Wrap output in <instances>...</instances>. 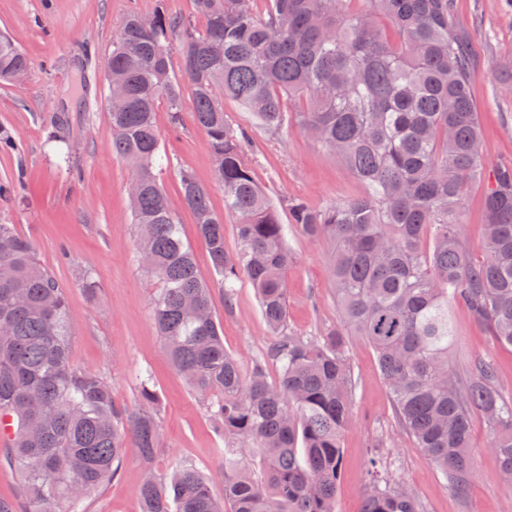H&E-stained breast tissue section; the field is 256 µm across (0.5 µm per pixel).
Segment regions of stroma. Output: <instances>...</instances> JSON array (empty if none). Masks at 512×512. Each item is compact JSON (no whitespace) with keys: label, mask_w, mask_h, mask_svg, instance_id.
<instances>
[{"label":"stroma","mask_w":512,"mask_h":512,"mask_svg":"<svg viewBox=\"0 0 512 512\" xmlns=\"http://www.w3.org/2000/svg\"><path fill=\"white\" fill-rule=\"evenodd\" d=\"M193 20L195 0H0V31L10 34L32 65L22 84L0 83V129L10 146L0 147V222L16 225L30 239L41 264L64 287L72 324L71 359L81 369L103 373L112 383L114 404L138 409V373L150 369L159 397V443L150 467L162 473L181 461L208 477L216 497L224 495V438L207 406L167 356L151 316L158 285L136 249L127 186L131 168L112 154L108 122L109 87L105 61L112 37L127 15L152 14L156 4ZM456 28L466 37L473 60L471 94L479 116L487 169L512 164V94L504 92L512 73V0H452ZM228 123L246 134L244 150L257 182L274 203L299 197L324 209L367 194L368 189L339 160L295 123L276 131L259 124L237 101H224ZM66 129L60 143L49 141L57 120ZM162 140L160 181L171 199L179 197L180 169H191L210 190L224 216V245L240 247L237 218L224 209L205 134L183 112L172 125L157 112ZM484 183L469 186L464 205L467 245L473 261L484 259ZM198 273L210 287L213 312L224 331V347L242 368L266 350L272 336L262 318L247 272H240L232 302L214 274L197 235L192 212L176 209ZM288 329L314 337L338 324L330 279V243L289 228ZM99 286L89 294L83 276ZM453 372H465L476 357L495 366L503 396L512 401V347L492 344L466 305L453 304ZM346 353L357 382L351 424L342 437L343 459L336 489L337 512H362L371 452L387 462L394 480L409 486L426 512H512V485L502 481L490 432L482 416L473 420L475 477L467 498L445 486L441 476L401 432L374 350L349 337ZM147 466L134 453L118 473L81 504V512H140L139 490Z\"/></svg>","instance_id":"stroma-1"}]
</instances>
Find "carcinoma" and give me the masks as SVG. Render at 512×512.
Listing matches in <instances>:
<instances>
[{
	"instance_id": "cac0c4a2",
	"label": "carcinoma",
	"mask_w": 512,
	"mask_h": 512,
	"mask_svg": "<svg viewBox=\"0 0 512 512\" xmlns=\"http://www.w3.org/2000/svg\"><path fill=\"white\" fill-rule=\"evenodd\" d=\"M195 0L201 27L159 5L152 19L126 17L106 68L124 82L108 112L112 154L141 179L129 195L137 244L160 283L153 320L173 366L207 402L224 433V498L190 464L170 478L147 468L141 512H336L341 436L355 381L346 339L375 351L399 426L455 495L474 474L472 420L483 416L501 473L512 478V401L483 358L460 376L450 369L451 306L464 303L491 340L512 347V169L486 174L470 92L467 41L452 0ZM389 22L378 27L376 17ZM179 33L181 68L171 66ZM30 66L0 34V82ZM193 121L206 134L224 209L238 219L240 247L224 248V219L194 173H178L180 198L195 217L224 301L247 271L273 334L245 372L224 349L210 289L161 186L156 112L180 122L183 87ZM238 101L268 129L286 104L305 100L295 121L368 186L367 195L315 209L287 201L290 223L332 244L330 276L340 324L322 336L288 331L286 226L253 176L244 134L224 115ZM487 178L485 259L471 261L463 205L471 183ZM71 322L63 287L13 224L0 223V419H11L7 461L21 473L25 512H79L113 477L128 447L146 464L158 442V395L139 377V409L112 403L105 376L70 358ZM279 366L278 381L266 376ZM262 471L254 474L251 461ZM364 512H424L413 493L373 457Z\"/></svg>"
}]
</instances>
